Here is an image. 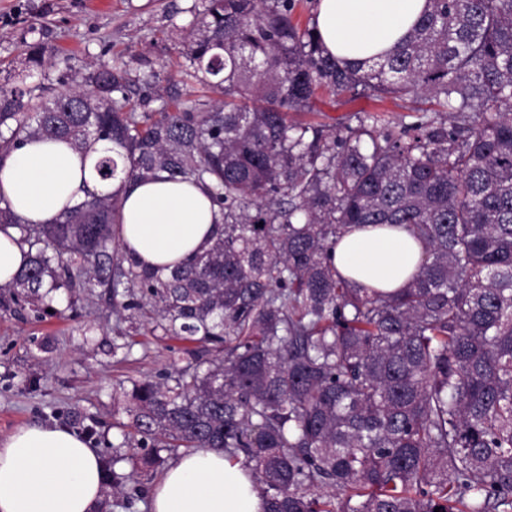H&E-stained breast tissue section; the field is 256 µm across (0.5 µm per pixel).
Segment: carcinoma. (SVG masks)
<instances>
[{
	"mask_svg": "<svg viewBox=\"0 0 512 512\" xmlns=\"http://www.w3.org/2000/svg\"><path fill=\"white\" fill-rule=\"evenodd\" d=\"M203 2L181 78L219 98L137 112L118 62L49 99L0 89V161L110 141L99 181L201 183L223 235L166 272L110 249L116 192L46 224L0 207L28 246L8 287L33 303L101 288L116 322L148 307L164 335L214 346L123 403L146 468L220 450L266 512H512V0H426L363 64L331 55L296 0ZM319 89L409 102L414 121L291 119ZM351 224L406 227L419 271L394 292L342 276L328 249Z\"/></svg>",
	"mask_w": 512,
	"mask_h": 512,
	"instance_id": "1",
	"label": "carcinoma"
}]
</instances>
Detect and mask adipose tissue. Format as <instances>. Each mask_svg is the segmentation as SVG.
<instances>
[{
	"label": "adipose tissue",
	"instance_id": "obj_1",
	"mask_svg": "<svg viewBox=\"0 0 512 512\" xmlns=\"http://www.w3.org/2000/svg\"><path fill=\"white\" fill-rule=\"evenodd\" d=\"M425 0H318L316 26L328 52L351 63L390 50L420 17ZM95 156L64 141H31L0 163V198L42 224L85 198ZM117 239L142 264L185 262L222 233L223 217L206 189L161 174L120 186ZM424 255L401 228L361 226L343 234L333 267L365 288L392 291ZM103 490L102 458L86 438L58 424L22 427L0 439V512H92ZM152 512H265L250 472L223 452L181 456L151 494Z\"/></svg>",
	"mask_w": 512,
	"mask_h": 512
}]
</instances>
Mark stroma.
<instances>
[{"instance_id":"35a3bbf8","label":"stroma","mask_w":512,"mask_h":512,"mask_svg":"<svg viewBox=\"0 0 512 512\" xmlns=\"http://www.w3.org/2000/svg\"><path fill=\"white\" fill-rule=\"evenodd\" d=\"M202 7V0H0V86L50 97L74 85L87 64L119 59L133 78L131 105L146 100L160 107L161 93L180 78L183 38ZM34 46L43 67L28 61ZM374 110L395 123L408 115L401 101L346 93L318 95L305 118L344 128L355 125L356 113ZM132 322V331L118 332L104 295L62 288L36 311L17 289L0 288V439L27 425L95 429L104 461L120 451L118 469L128 479L123 493L104 487L94 512H126L128 497L136 500L133 512H149L159 475L132 467L136 450L122 443L132 418L122 394L135 382L161 378L171 362H192L199 348L192 340L149 334L140 311Z\"/></svg>"}]
</instances>
